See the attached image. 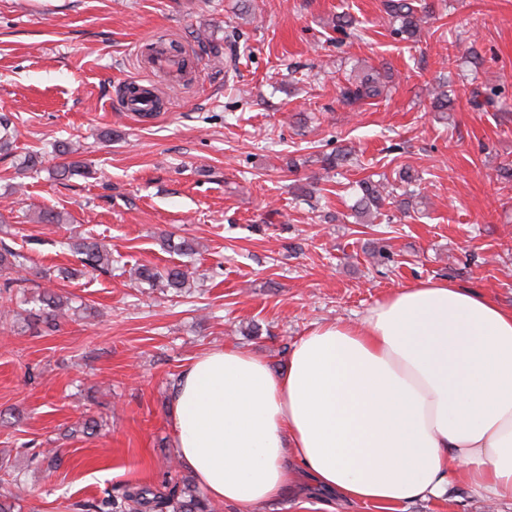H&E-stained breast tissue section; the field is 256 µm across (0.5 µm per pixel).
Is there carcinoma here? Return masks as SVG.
Returning <instances> with one entry per match:
<instances>
[{
  "label": "carcinoma",
  "instance_id": "cac0c4a2",
  "mask_svg": "<svg viewBox=\"0 0 512 512\" xmlns=\"http://www.w3.org/2000/svg\"><path fill=\"white\" fill-rule=\"evenodd\" d=\"M386 13L398 23L393 33L406 41H414L429 16L428 6L420 0H386ZM393 74L389 69L380 70L367 67L360 70L340 87V98L344 105L355 108L379 99ZM432 108L437 112H446L451 106V99L444 85L440 84L432 93ZM500 92L494 87L472 93V104L479 109L494 108L499 105ZM11 121L0 115V154L9 153L13 147L10 131ZM361 192L356 202L355 216L366 220L379 213L390 196L386 183L369 178L357 181ZM62 246L78 255L81 269L61 268L58 276L66 278L84 274L87 271H102L112 266V252L101 241L91 237L71 236ZM32 269L31 259L25 253L13 247L0 245V276L5 277V287L23 288L29 281L26 274ZM130 278L141 287L165 288L170 292L181 293L194 285L191 272L175 267L160 273L155 267L141 264L131 270ZM38 305L40 315L51 325H57L61 319L68 317L72 310V299L45 289L29 297L20 295V303ZM95 512H213L210 502L193 484L182 481L172 483L164 480L158 486H127L116 495H108L96 506Z\"/></svg>",
  "mask_w": 512,
  "mask_h": 512
}]
</instances>
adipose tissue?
Here are the masks:
<instances>
[{"mask_svg":"<svg viewBox=\"0 0 512 512\" xmlns=\"http://www.w3.org/2000/svg\"><path fill=\"white\" fill-rule=\"evenodd\" d=\"M171 426L208 498L244 510L284 498L298 470L386 512L455 484L512 506V308L429 279L313 324L280 374L207 352L172 391Z\"/></svg>","mask_w":512,"mask_h":512,"instance_id":"adipose-tissue-1","label":"adipose tissue"}]
</instances>
